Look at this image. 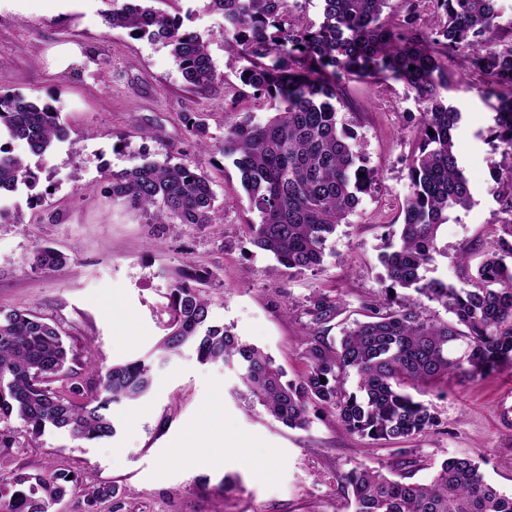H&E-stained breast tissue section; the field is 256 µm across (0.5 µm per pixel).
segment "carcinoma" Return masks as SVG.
<instances>
[{"label":"carcinoma","mask_w":512,"mask_h":512,"mask_svg":"<svg viewBox=\"0 0 512 512\" xmlns=\"http://www.w3.org/2000/svg\"><path fill=\"white\" fill-rule=\"evenodd\" d=\"M153 0H110L112 29L148 35L170 47L182 76L207 91L218 80L208 45ZM323 20H304L291 0H210L224 15V47L248 62L239 73L252 98L275 100L263 123L247 112L224 129L216 149L241 174L249 209L244 225L257 249L301 272L320 267L336 228L348 222L376 182L364 165L354 132L337 114L353 78H388L414 93L420 106L416 146L409 162V194L400 212L399 245L380 255L389 285L385 298L365 305L364 319L342 329L339 341L326 325L343 302L322 292L306 301L312 333L305 340V372L285 379L261 348L230 328L212 323L206 290L217 275L186 264L175 270L167 293L164 334L154 351L169 355L191 345L202 362H224L264 412L290 429L309 427V404L336 412L352 435L393 442L437 426L430 407L405 391L415 383L453 375L486 376L512 368V221L501 225L476 271L458 287L421 271L439 253L438 231L448 212L471 201L468 180L454 152L461 113L444 93L456 84L448 55L468 51L471 66L491 78L496 98L492 140L512 157V45L480 41L494 26L499 0H406L395 24L382 18L389 0H321ZM505 86L508 92L496 88ZM181 122L206 147L207 129L193 112ZM66 136L60 112L49 102L0 92V192L20 185L41 205L39 170L16 155L10 142H26L42 157ZM106 197L148 215L154 224H212L218 207L210 177L183 163L145 161L103 174ZM65 256L43 247L32 266L56 271ZM438 304L448 319L423 315L421 299ZM151 388L149 358L115 364L86 387L74 381L58 329L27 311L0 310V421L16 418L37 439L46 429L75 441L111 438V407L144 397ZM386 466L359 464L342 478L353 512H512V493L487 482L471 459L451 456L426 482H404ZM77 484L64 473L17 474L0 492V512H54ZM110 485L84 491L86 512L112 497Z\"/></svg>","instance_id":"1"}]
</instances>
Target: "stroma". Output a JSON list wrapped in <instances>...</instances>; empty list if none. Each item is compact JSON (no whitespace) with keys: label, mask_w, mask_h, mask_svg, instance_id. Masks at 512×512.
Wrapping results in <instances>:
<instances>
[{"label":"stroma","mask_w":512,"mask_h":512,"mask_svg":"<svg viewBox=\"0 0 512 512\" xmlns=\"http://www.w3.org/2000/svg\"><path fill=\"white\" fill-rule=\"evenodd\" d=\"M155 6L207 41L219 75L210 91L197 93L187 85L162 41L107 28V0H77L67 10L57 0H0V90L51 101L67 130L39 160L52 194L35 209L21 203L22 223L0 224V310L27 309L58 326L76 380L84 384L88 365L103 372L150 352L162 335L171 274L191 262L219 276L208 292L213 323L232 327L296 379L309 333L307 298L317 291L341 298L353 318L388 286L379 255L409 191L419 106L398 81L348 83L351 107L340 118L354 131L377 185L337 227L319 269L289 271L243 235L242 224L254 215L239 171L219 152L197 148L180 121L181 113H201L210 137L219 141L238 113L253 111L259 121L272 116L270 103L257 109L240 94L238 74L246 62L225 51L224 18L209 0H156ZM63 45L77 46L79 53L58 70L50 57ZM448 66L457 81L448 103L462 115L454 150L472 199L439 230L435 274L458 284L460 251L477 267L506 219L497 170L512 167V158L488 136L495 112L477 91L482 76L462 51ZM146 159H170L207 173L225 202L216 222L152 224L101 194L105 170ZM44 246L66 256L63 269L32 270V257ZM410 393L430 404L440 421L403 445L409 458L423 464L415 480H428L444 459L463 455L512 493L511 374L457 376L416 385ZM218 394L225 442L220 472L182 450L190 427L202 423ZM112 415L116 435L97 442H77L61 430L33 441L20 421L1 423L0 432L12 441L0 446V488L21 472L57 470L80 486L57 512H83L81 489L104 484L115 493L97 512H350L342 475L361 462L397 458L396 444L347 434L335 412L317 404L309 407L308 429L273 421L251 402L235 368L200 363L190 347L154 360L150 392L113 407ZM238 446L255 457L254 469L237 467ZM225 475L230 482L218 489Z\"/></svg>","instance_id":"obj_1"}]
</instances>
